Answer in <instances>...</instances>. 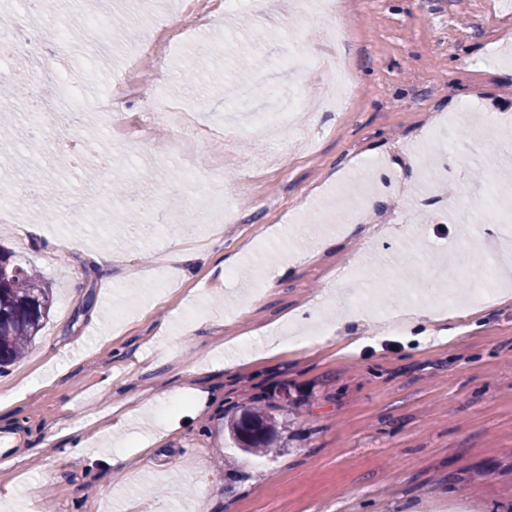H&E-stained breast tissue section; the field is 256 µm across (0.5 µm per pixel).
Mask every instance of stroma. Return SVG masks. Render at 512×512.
<instances>
[{
  "label": "stroma",
  "mask_w": 512,
  "mask_h": 512,
  "mask_svg": "<svg viewBox=\"0 0 512 512\" xmlns=\"http://www.w3.org/2000/svg\"><path fill=\"white\" fill-rule=\"evenodd\" d=\"M182 2L82 0L56 45L76 91L70 117L32 144L25 114L0 111L11 144L0 168L17 185L35 170L47 184L20 209L41 236L0 223V246L53 295L35 346L0 371V431L34 451H8L0 501L15 492L37 512H512V296L471 303L492 256L512 289V244L483 215L512 206V133L485 126L512 117V0H345L353 100L266 146L250 122L324 91L313 70L282 63L299 36L314 54L323 29L297 0H268L260 14L238 0L170 48L160 81L126 97L131 129L113 139L100 117L108 87L127 81ZM92 21L106 34L94 47L81 35ZM153 103L191 113L194 178ZM429 112L447 125L423 130ZM87 142L93 154L75 160ZM472 188L482 196L465 220L441 216ZM76 204L122 219L68 223ZM353 213L367 233L347 235ZM386 215V236L373 237ZM175 248L190 261L174 282ZM429 281L427 313L459 304L443 335L379 333L376 314ZM310 309L333 321L327 339L298 347L290 330L289 347L264 353L268 331ZM259 401L277 407L276 448L245 456L224 423ZM75 435L127 456V469L68 458Z\"/></svg>",
  "instance_id": "stroma-1"
}]
</instances>
